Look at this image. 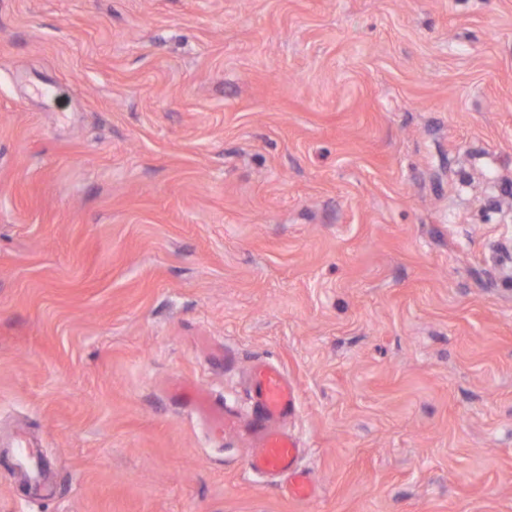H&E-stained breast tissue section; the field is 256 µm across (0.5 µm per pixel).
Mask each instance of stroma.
<instances>
[{
    "instance_id": "35a3bbf8",
    "label": "stroma",
    "mask_w": 512,
    "mask_h": 512,
    "mask_svg": "<svg viewBox=\"0 0 512 512\" xmlns=\"http://www.w3.org/2000/svg\"><path fill=\"white\" fill-rule=\"evenodd\" d=\"M0 512H512V0H0ZM251 395L258 416L250 427L253 448L246 468L253 474L288 475V494L296 501H307L314 493L309 471L299 465L301 448L283 424L298 410L297 388L283 370L260 362L251 369ZM179 400L186 404L195 414L206 418L212 437L224 438V433L235 430L238 425L237 417L224 410V405L218 404L206 391L192 381H183L173 389Z\"/></svg>"
}]
</instances>
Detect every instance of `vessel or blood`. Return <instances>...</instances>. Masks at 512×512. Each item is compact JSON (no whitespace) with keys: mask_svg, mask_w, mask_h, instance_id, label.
Returning a JSON list of instances; mask_svg holds the SVG:
<instances>
[{"mask_svg":"<svg viewBox=\"0 0 512 512\" xmlns=\"http://www.w3.org/2000/svg\"><path fill=\"white\" fill-rule=\"evenodd\" d=\"M250 381L258 415L250 427L253 446L246 467L255 474L287 475L289 496L297 501L308 500L314 493L312 476L299 465L301 449L297 439L283 427L298 410L297 389L283 370L264 362L252 367ZM173 392L193 413L206 418L212 437H223L238 427L237 417L195 383L181 382Z\"/></svg>","mask_w":512,"mask_h":512,"instance_id":"b4317fda","label":"vessel or blood"}]
</instances>
